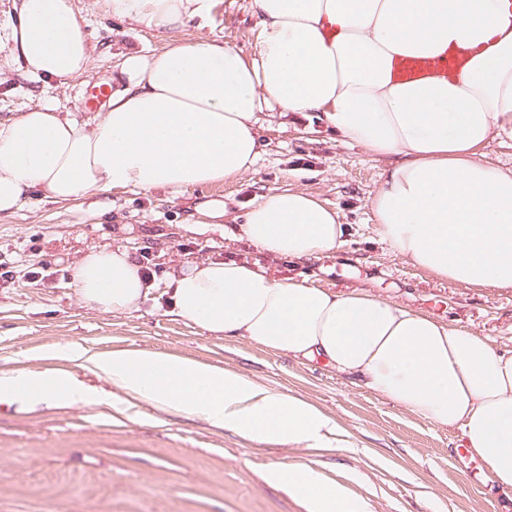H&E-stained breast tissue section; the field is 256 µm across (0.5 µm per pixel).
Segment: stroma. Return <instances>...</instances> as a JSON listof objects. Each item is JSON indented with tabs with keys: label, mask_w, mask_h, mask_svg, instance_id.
Here are the masks:
<instances>
[{
	"label": "stroma",
	"mask_w": 512,
	"mask_h": 512,
	"mask_svg": "<svg viewBox=\"0 0 512 512\" xmlns=\"http://www.w3.org/2000/svg\"><path fill=\"white\" fill-rule=\"evenodd\" d=\"M88 19V77L65 86L25 78L7 41L15 0H0V123L47 103L94 119L92 80H108L121 53L149 54L182 41L218 38L251 54L256 20L248 0H217L208 19L184 32L156 33L113 17L105 0H75ZM264 151L252 171L221 185L179 193L118 189L70 203L31 194L0 215V375L64 368L102 389L106 383L54 357L75 343L92 353L139 346L242 372L272 390L321 407L345 433L346 448L260 445L198 418L151 405L57 408L0 403V512H309L307 502L267 480L277 464L305 465L345 486L366 512H512V490L473 459L460 471V431L448 430L365 390L318 362L278 356L247 342L216 339L168 312L165 275L182 263L233 258L281 278L307 277L321 288L363 289L395 298L512 348V291L465 288L429 277L379 242L369 196L382 164L342 143L320 113L262 115ZM317 195L348 227L336 252L305 263L276 259L233 239L238 217L259 193L284 188ZM223 200L224 223L202 224L196 206ZM122 244L156 281L139 311L112 316L82 306L69 268L94 247Z\"/></svg>",
	"instance_id": "stroma-1"
}]
</instances>
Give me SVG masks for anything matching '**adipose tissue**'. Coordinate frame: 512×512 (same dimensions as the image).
Here are the masks:
<instances>
[{"label":"adipose tissue","mask_w":512,"mask_h":512,"mask_svg":"<svg viewBox=\"0 0 512 512\" xmlns=\"http://www.w3.org/2000/svg\"><path fill=\"white\" fill-rule=\"evenodd\" d=\"M112 16L150 31L185 29L215 0H105ZM257 20L252 58L218 39H185L147 55L130 50L104 112L92 121L47 103L0 123V214L29 192L57 202L95 192L207 186L251 170L262 112H319L342 140L383 161L369 198L379 239L434 278L512 289V170L484 162L489 141L512 139V0H249ZM8 40L25 74L61 85L86 77L88 21L74 0H20ZM461 52L462 76L401 83L397 58ZM347 228L338 210L298 190L260 194L233 232L259 252L293 262L336 252ZM87 307L139 310L154 283L134 254L85 252L70 268ZM172 314L215 338L281 356L321 360L438 426L512 489V348L361 290L282 280L256 263L192 262L167 275ZM114 389L204 419L257 444L322 448L335 420L306 398L204 361L120 348L84 355ZM0 376V400L79 407L100 393L69 373ZM270 482L310 512H364L347 488L301 465L274 466Z\"/></svg>","instance_id":"ef3b65f1"}]
</instances>
